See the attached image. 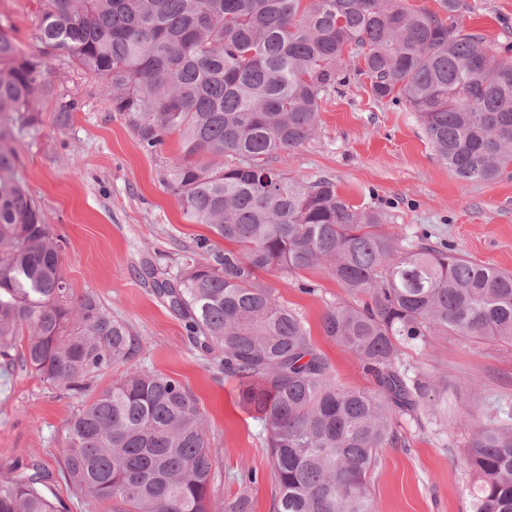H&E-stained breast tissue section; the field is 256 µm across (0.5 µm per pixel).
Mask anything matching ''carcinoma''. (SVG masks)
Wrapping results in <instances>:
<instances>
[{"mask_svg": "<svg viewBox=\"0 0 512 512\" xmlns=\"http://www.w3.org/2000/svg\"><path fill=\"white\" fill-rule=\"evenodd\" d=\"M43 2L47 54L104 82L143 151L178 134L161 182L228 244L201 239L175 277L149 275L260 420L274 512H373L369 481L397 443L395 418L435 410L433 381L410 373L401 347L431 336L511 344L512 273L384 233L383 216L332 180L296 181L273 163L314 139L327 96L364 76L373 98L418 113L459 178L500 177L512 167V64L403 0ZM48 71L0 26V356L23 340L43 382L81 394L140 345L95 294H73L63 240L15 178L16 136L37 128ZM273 267H322L345 290L322 330L374 390L337 384L301 315L258 279ZM463 460L474 512H512V425L474 426ZM215 465L195 397L162 372L128 367L67 423L62 474L96 508L250 512L245 495L211 498ZM52 481L37 462L1 474L0 512H60Z\"/></svg>", "mask_w": 512, "mask_h": 512, "instance_id": "1", "label": "carcinoma"}]
</instances>
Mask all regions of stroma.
Listing matches in <instances>:
<instances>
[{
	"instance_id": "35a3bbf8",
	"label": "stroma",
	"mask_w": 512,
	"mask_h": 512,
	"mask_svg": "<svg viewBox=\"0 0 512 512\" xmlns=\"http://www.w3.org/2000/svg\"><path fill=\"white\" fill-rule=\"evenodd\" d=\"M41 0H0V23L30 56H40ZM449 23L483 36L486 48L512 62V0H459ZM53 88L36 106L35 135L17 143L16 176L38 202L54 234L63 237L64 273L75 294L91 292L126 322L141 343L135 366L163 372L197 398L210 445L217 450L212 496L247 495L252 512H273L275 487L259 421L240 407L233 384L214 356L197 349L176 316L151 289L146 265L176 273L186 247L209 236L185 220L159 171L178 154L170 135L156 154L137 144L100 80L70 66H50ZM77 102L70 126L59 127L62 102ZM275 165L302 181L331 179L358 209L382 212L381 230L410 242L429 238L473 262L512 272V177L465 181L436 156L417 113L373 99L359 79L322 103L315 139L279 153ZM261 281L303 317L314 346L331 362L339 384L369 390L355 356L324 336L325 311L345 299L320 269H272ZM311 292H302V285ZM23 345L0 362V472L36 460L53 473L52 490L65 512H86L84 499L61 478L66 423L82 400L109 386L120 367L89 381L78 396L42 383L25 368ZM405 362L434 380V413L401 416L399 446L383 449L369 484L376 512H473L471 476L462 459L478 421L512 419V345L477 344L434 336L404 346ZM253 483L239 482L242 471Z\"/></svg>"
}]
</instances>
